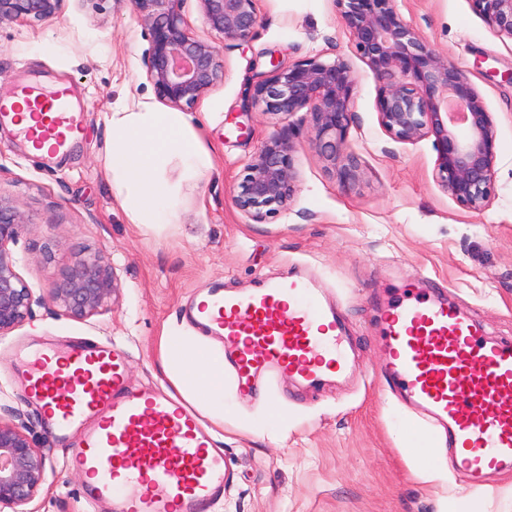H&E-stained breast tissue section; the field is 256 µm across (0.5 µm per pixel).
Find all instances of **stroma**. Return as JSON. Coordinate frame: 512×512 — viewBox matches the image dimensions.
Returning <instances> with one entry per match:
<instances>
[{
	"label": "stroma",
	"instance_id": "1",
	"mask_svg": "<svg viewBox=\"0 0 512 512\" xmlns=\"http://www.w3.org/2000/svg\"><path fill=\"white\" fill-rule=\"evenodd\" d=\"M401 18L468 76L496 127L491 198L461 207L436 173L432 138L401 141L381 125L379 82L357 56L334 0H259L251 36L227 51L224 80L189 111L198 147L210 153L204 176L171 158L159 175L172 218L132 223L105 158L112 115L161 109L147 80L148 34L128 0H64L59 14L31 25H0V98L23 86L67 88L80 138L58 159L27 152L0 123V195L24 222L12 246L39 301L0 338V406L46 456L40 512H88L82 475L18 382L22 345L89 339L126 350L132 386L174 391L159 371L161 336H192L184 305L216 286L247 292L268 280L312 278L332 302L349 339L352 368L317 388L289 378L240 393L224 377V424L215 447L233 478L210 512H438L448 495L461 512H512V475L472 482L456 463L454 489L415 478L404 452L407 431H422L379 372L384 300L438 297L512 341V38L489 28L471 0H396ZM342 57L358 92L347 152L358 178L341 187L310 141L305 113L286 118L252 105L253 85L271 59ZM295 145V191L284 208L257 222L232 196L245 166L272 134ZM112 258V305L85 320L48 302L74 253ZM285 406L265 415L261 400Z\"/></svg>",
	"mask_w": 512,
	"mask_h": 512
}]
</instances>
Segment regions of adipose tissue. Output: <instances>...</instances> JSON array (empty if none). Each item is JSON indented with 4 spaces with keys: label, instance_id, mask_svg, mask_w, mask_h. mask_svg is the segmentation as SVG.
<instances>
[{
    "label": "adipose tissue",
    "instance_id": "1",
    "mask_svg": "<svg viewBox=\"0 0 512 512\" xmlns=\"http://www.w3.org/2000/svg\"><path fill=\"white\" fill-rule=\"evenodd\" d=\"M173 155L183 158L200 174L212 166L209 154L198 150L194 143L187 113H113L112 150L106 167L132 223H168L166 196L155 176L160 165ZM160 368L188 401L201 403L213 422H223L224 363L199 337H166Z\"/></svg>",
    "mask_w": 512,
    "mask_h": 512
}]
</instances>
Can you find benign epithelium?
I'll return each instance as SVG.
<instances>
[{
  "label": "benign epithelium",
  "instance_id": "obj_1",
  "mask_svg": "<svg viewBox=\"0 0 512 512\" xmlns=\"http://www.w3.org/2000/svg\"><path fill=\"white\" fill-rule=\"evenodd\" d=\"M63 0H0V24H38L54 18ZM148 30L143 56L157 98L173 108L199 103L224 79V53L246 40L257 23L258 0H198L207 24L223 36L216 45L184 22L183 0H127ZM485 24L512 39V0H471ZM355 51L380 86L376 107L385 130L413 141L434 137L436 172L461 206L483 209L490 199L496 159V127L466 74L399 16L395 0H337ZM357 82L350 62L315 58L280 62L253 87L262 111L294 115L306 111L310 140L332 162L340 185L357 178L346 153ZM291 138L271 135L246 165L234 204L257 222L290 200L296 181ZM23 218L0 196V337L21 326L38 302L19 273L21 259L10 248ZM116 268L110 257L78 252L51 291L52 301L73 318L85 319L112 302ZM46 482V458L11 420L0 416V512H39L35 502Z\"/></svg>",
  "mask_w": 512,
  "mask_h": 512
}]
</instances>
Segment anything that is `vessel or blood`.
I'll list each match as a JSON object with an SVG mask.
<instances>
[{"label": "vessel or blood", "instance_id": "1", "mask_svg": "<svg viewBox=\"0 0 512 512\" xmlns=\"http://www.w3.org/2000/svg\"><path fill=\"white\" fill-rule=\"evenodd\" d=\"M48 130H73L66 91L34 94ZM186 315L221 340L225 367L243 394L282 373L307 387L346 371V338L333 309L303 277L267 282L249 293L208 290ZM383 372L404 399L445 436L472 478L512 470V342L484 340L447 304H397L386 319ZM24 390L55 409V435L86 476L82 496L97 510L206 512L230 480L223 449L190 409L159 389L127 384V355L105 344L23 349Z\"/></svg>", "mask_w": 512, "mask_h": 512}]
</instances>
